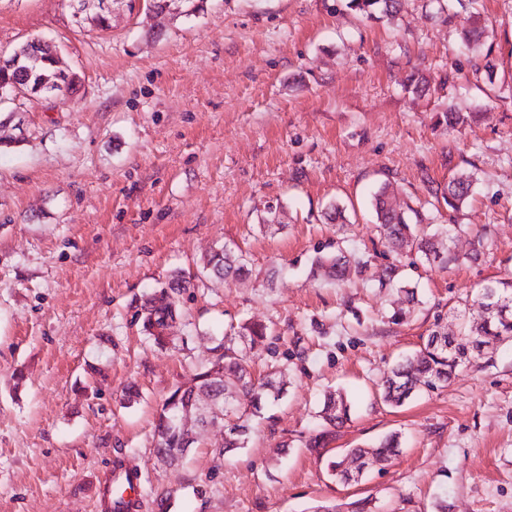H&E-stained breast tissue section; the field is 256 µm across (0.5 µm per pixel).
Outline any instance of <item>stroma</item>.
<instances>
[{
	"mask_svg": "<svg viewBox=\"0 0 512 512\" xmlns=\"http://www.w3.org/2000/svg\"><path fill=\"white\" fill-rule=\"evenodd\" d=\"M474 20L497 63L491 86L458 36ZM42 38L82 84L17 113L0 106V512H95L119 460L142 471L140 512L363 498L373 512H512V345L402 406L376 396L399 358L455 329V314L479 319L473 297L512 272V0L445 14L403 0L390 20L347 0H204L154 19L139 4L103 31L77 24L68 0H0V49ZM451 110L471 115L454 132ZM461 171L475 181L452 214L427 187ZM385 182L423 223L458 226L445 244L459 262L400 256L421 303L399 324L395 290L379 285L372 196ZM336 203L346 223H325ZM225 245L252 278H204L180 297L173 348L154 345L137 322L143 295L176 270L201 276ZM340 249L358 273L313 277L315 257ZM251 321L275 336L255 371L287 370L286 393L253 420L247 448L225 452L207 429L184 462L160 464L163 400L210 359L213 337ZM330 389L358 406L328 456L402 436L391 463L352 485L328 480V457L305 446Z\"/></svg>",
	"mask_w": 512,
	"mask_h": 512,
	"instance_id": "35a3bbf8",
	"label": "stroma"
}]
</instances>
